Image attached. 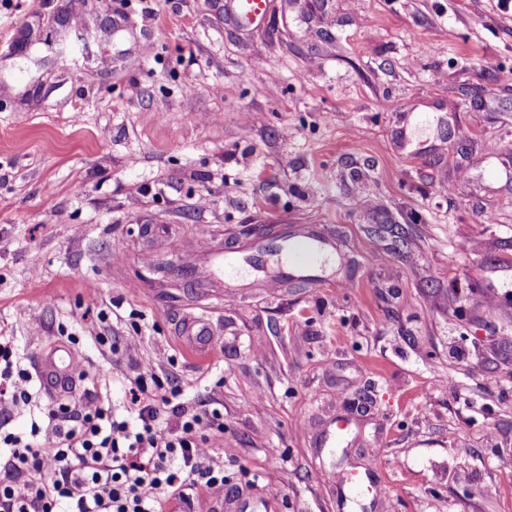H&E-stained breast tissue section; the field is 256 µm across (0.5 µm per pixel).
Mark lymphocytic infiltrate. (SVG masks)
<instances>
[{"label": "lymphocytic infiltrate", "instance_id": "obj_1", "mask_svg": "<svg viewBox=\"0 0 512 512\" xmlns=\"http://www.w3.org/2000/svg\"><path fill=\"white\" fill-rule=\"evenodd\" d=\"M39 392L0 336V403H30ZM126 416L102 400L58 403L29 434L0 433V512H165L169 499L194 491L224 492V469L193 414L170 427L166 413L177 393L153 368L127 379Z\"/></svg>", "mask_w": 512, "mask_h": 512}]
</instances>
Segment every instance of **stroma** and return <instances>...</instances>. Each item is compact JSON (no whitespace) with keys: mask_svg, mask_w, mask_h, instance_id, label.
<instances>
[{"mask_svg":"<svg viewBox=\"0 0 512 512\" xmlns=\"http://www.w3.org/2000/svg\"><path fill=\"white\" fill-rule=\"evenodd\" d=\"M270 4L244 36L224 0H0V336H77L118 416L171 378L239 505L512 512V9ZM267 224L333 264L286 277ZM187 335L184 337L186 349L197 357H207L215 335L211 324L205 319H196L188 326Z\"/></svg>","mask_w":512,"mask_h":512,"instance_id":"35a3bbf8","label":"stroma"}]
</instances>
